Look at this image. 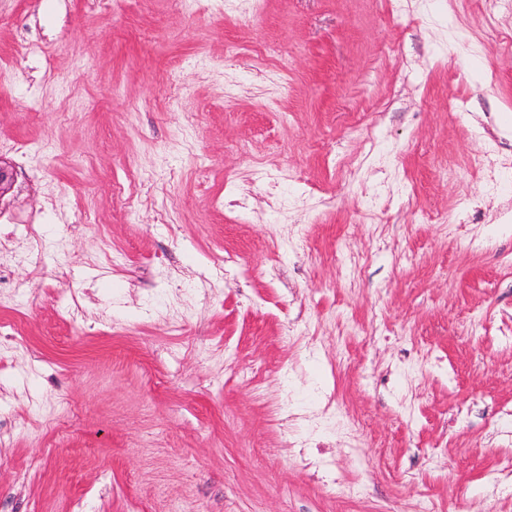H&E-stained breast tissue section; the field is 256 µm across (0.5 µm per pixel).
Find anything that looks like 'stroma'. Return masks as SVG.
<instances>
[{
  "mask_svg": "<svg viewBox=\"0 0 512 512\" xmlns=\"http://www.w3.org/2000/svg\"><path fill=\"white\" fill-rule=\"evenodd\" d=\"M0 159V512H512V0H0Z\"/></svg>",
  "mask_w": 512,
  "mask_h": 512,
  "instance_id": "stroma-1",
  "label": "stroma"
}]
</instances>
